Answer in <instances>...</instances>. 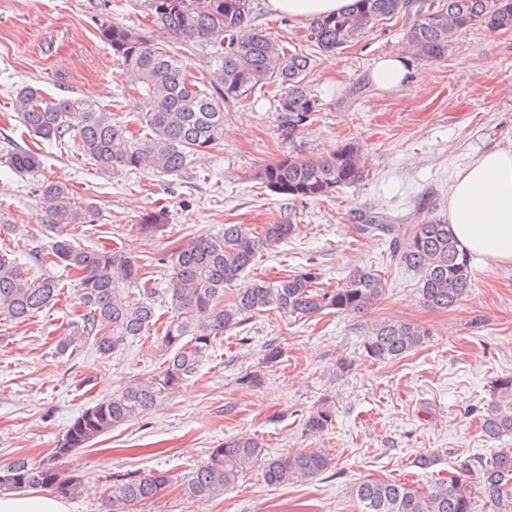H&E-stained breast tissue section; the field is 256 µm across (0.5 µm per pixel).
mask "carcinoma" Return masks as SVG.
<instances>
[{"label": "carcinoma", "mask_w": 512, "mask_h": 512, "mask_svg": "<svg viewBox=\"0 0 512 512\" xmlns=\"http://www.w3.org/2000/svg\"><path fill=\"white\" fill-rule=\"evenodd\" d=\"M152 23L175 43L198 49L216 67L203 73L211 91L198 87L183 56L156 45L146 33L101 20L100 38L108 43L119 66L139 73L133 89L142 134L112 117L86 98H47L42 89L26 84L13 101L20 122L33 136L64 145L86 157L101 171L182 173L191 155L206 154L224 135V104L242 103L253 91L275 81L285 87L277 99L281 133L294 141L322 103L305 82L310 55L290 50L267 29L253 23V0H144ZM410 20L407 39L424 61H438L461 32L484 28L512 32V0H353L343 11L313 18L307 42L322 53H339L384 20ZM10 166L35 172L39 154L14 147L6 152ZM365 177L361 149L345 143L326 156L308 158L292 150L263 165L255 174L260 184L288 201L331 198L338 189ZM38 191L58 224H93L94 207L80 200L60 182H44ZM365 233L390 237L386 263L406 267L418 275V292L429 308L448 309L467 295L471 286V255L461 249L448 223L420 208L411 224H394L383 215L357 216ZM164 227L161 212L144 214L137 231L154 235ZM291 222L226 224L218 236L198 235L157 259L169 269V287L160 291L150 283L146 265L116 249L88 248L58 236L49 249L34 250L37 261L49 260L78 275V299L83 314L70 334L56 344L65 355L91 341L108 356L130 339L150 335L158 322L157 303L170 302L156 348L164 361L147 380H133L110 397L83 410L52 449L49 457L33 461L18 456L0 465V492L49 490L71 497L82 488L83 476L65 466L79 448L91 446L101 435L147 415L197 370L224 333L262 314L309 320L323 311L366 315L385 294L381 269H357L336 288L320 287L321 273L313 267L282 277L277 283L254 279L233 289L225 287L256 266L266 249L288 238ZM52 277L28 276L15 258L0 250V314L24 323L58 299ZM429 332L401 321L377 319L363 341L366 357L393 361L423 346ZM327 408L305 418V431L321 434L332 426ZM484 437L497 441L512 434V375L498 377L490 400L481 411ZM330 465L319 448H300L271 455L253 434H243L213 448L207 460L182 474L180 494L191 500H210L224 494L249 473L268 487L309 481ZM478 469L479 480H470ZM161 471L127 472L107 485L102 512H136L159 500L170 488ZM360 512H475V498L489 503L492 512H512V448H497L474 466L462 461L446 476L438 475L425 488L397 480L362 482L352 489Z\"/></svg>", "instance_id": "carcinoma-1"}]
</instances>
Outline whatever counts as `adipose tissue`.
I'll list each match as a JSON object with an SVG mask.
<instances>
[{
	"instance_id": "ef3b65f1",
	"label": "adipose tissue",
	"mask_w": 512,
	"mask_h": 512,
	"mask_svg": "<svg viewBox=\"0 0 512 512\" xmlns=\"http://www.w3.org/2000/svg\"><path fill=\"white\" fill-rule=\"evenodd\" d=\"M448 228L479 259L512 263V148L483 153L457 172L448 193Z\"/></svg>"
}]
</instances>
